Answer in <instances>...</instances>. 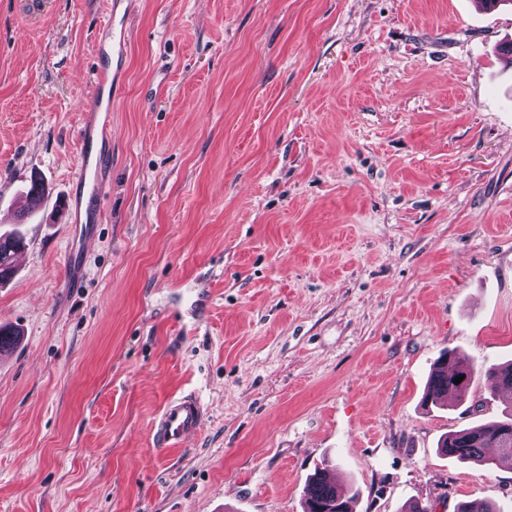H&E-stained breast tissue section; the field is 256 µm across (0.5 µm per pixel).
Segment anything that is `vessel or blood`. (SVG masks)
I'll use <instances>...</instances> for the list:
<instances>
[{
  "label": "vessel or blood",
  "mask_w": 512,
  "mask_h": 512,
  "mask_svg": "<svg viewBox=\"0 0 512 512\" xmlns=\"http://www.w3.org/2000/svg\"><path fill=\"white\" fill-rule=\"evenodd\" d=\"M105 70H98L94 79L92 113L111 111L112 95L105 80ZM96 139L92 121H85L80 130V163L78 183L86 190L91 204L87 206L83 223L85 240H92L99 222L100 212L96 207L108 180L104 175L105 161L101 154L95 153L93 144ZM206 416V407L196 393L190 392L171 399L164 406L157 419L154 430L159 448L176 449L184 447L187 439L201 428Z\"/></svg>",
  "instance_id": "vessel-or-blood-1"
}]
</instances>
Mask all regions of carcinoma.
Segmentation results:
<instances>
[{
    "label": "carcinoma",
    "instance_id": "1",
    "mask_svg": "<svg viewBox=\"0 0 512 512\" xmlns=\"http://www.w3.org/2000/svg\"><path fill=\"white\" fill-rule=\"evenodd\" d=\"M23 245L16 235H0V281L14 273L13 257ZM485 376L493 390L512 392V362L476 365L460 356L443 361L433 368L425 401L443 402L450 394L463 401L475 376ZM463 377L460 383L455 379ZM440 452L459 461H472L491 468H512V409L503 418L487 424L473 425L448 433L440 441ZM304 512H353V497L327 480L325 470L310 476L303 490Z\"/></svg>",
    "mask_w": 512,
    "mask_h": 512
}]
</instances>
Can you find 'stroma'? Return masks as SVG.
Returning a JSON list of instances; mask_svg holds the SVG:
<instances>
[{"label":"stroma","instance_id":"1","mask_svg":"<svg viewBox=\"0 0 512 512\" xmlns=\"http://www.w3.org/2000/svg\"><path fill=\"white\" fill-rule=\"evenodd\" d=\"M91 248L71 190L105 0H0V512H354L490 501L439 454L512 397L424 406L448 351L512 360V4L132 0ZM35 216L15 205L32 181ZM194 391L185 447L154 422ZM23 245L20 237L16 235H0V281L10 278L14 273L13 257ZM18 260V255L14 261ZM205 416L206 407L195 392L172 398L154 426L157 446L161 449L184 447L187 439L201 428ZM324 469L310 476L303 490L304 512H353V497L329 482Z\"/></svg>","mask_w":512,"mask_h":512}]
</instances>
